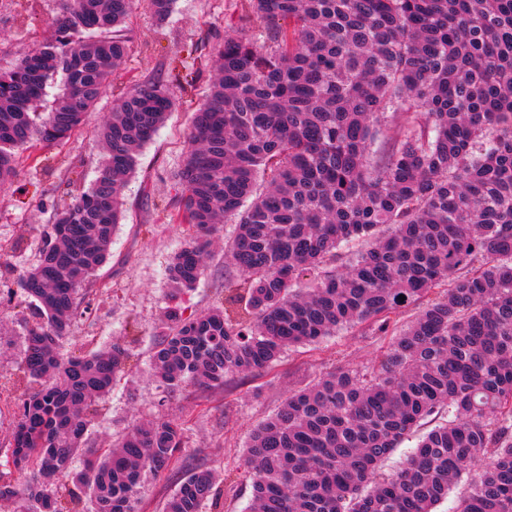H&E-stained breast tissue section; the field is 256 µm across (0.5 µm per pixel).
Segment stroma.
<instances>
[{
	"label": "stroma",
	"mask_w": 512,
	"mask_h": 512,
	"mask_svg": "<svg viewBox=\"0 0 512 512\" xmlns=\"http://www.w3.org/2000/svg\"><path fill=\"white\" fill-rule=\"evenodd\" d=\"M58 10L59 0H14L10 8H0V67L41 41ZM255 25L242 0H175L163 20L151 13L148 0H138L124 26L130 53L107 98L67 142L20 152L12 182L0 187V462L11 453L16 405L29 388L19 373L24 333L38 318L17 280L42 257L53 207L96 179L103 150L95 130L107 118L113 97L135 84L166 77L169 62L177 58L186 60L188 72L195 75L190 100L177 102L140 152L124 189V218L112 237L109 260L82 293L92 311L72 322L64 348L70 355L118 342L132 354L120 384L89 426L86 453L109 447L136 423L176 420L184 428L185 445L167 469L146 476L138 512H164L191 467L224 475L219 512H247L250 487L241 463L249 430L272 414L290 391L320 375L378 365L386 339L360 326L319 344L292 348L272 372L230 375L223 387L208 391L188 386L173 392L152 374L149 355L173 288L168 268L192 232L175 220L181 196L178 171L193 107L205 100L214 78L211 67L189 59L188 49L211 27L238 31ZM232 231V225L220 227L207 270L184 299L187 312L223 300L229 269L224 240Z\"/></svg>",
	"instance_id": "stroma-1"
}]
</instances>
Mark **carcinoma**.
Returning <instances> with one entry per match:
<instances>
[{"label": "carcinoma", "mask_w": 512, "mask_h": 512, "mask_svg": "<svg viewBox=\"0 0 512 512\" xmlns=\"http://www.w3.org/2000/svg\"><path fill=\"white\" fill-rule=\"evenodd\" d=\"M262 26L213 27L217 71L179 172L175 285L151 355L168 389L224 386L355 325L389 337L369 372L339 369L288 395L249 434V512H512V0H248ZM39 46L0 67V184L18 151L71 138L130 51L136 0H61ZM63 92L41 122L47 87ZM176 106L159 78L112 101L93 185L54 214L52 244L18 286L29 326L11 465L14 512H136L146 472L183 445L178 422L132 426L85 460L88 416L128 355H64L79 292L107 261L141 149ZM223 222L225 302L184 315ZM363 242L337 265L343 244ZM415 304L400 326L393 315ZM436 420L393 473L380 465ZM220 507L194 468L166 512Z\"/></svg>", "instance_id": "carcinoma-1"}]
</instances>
